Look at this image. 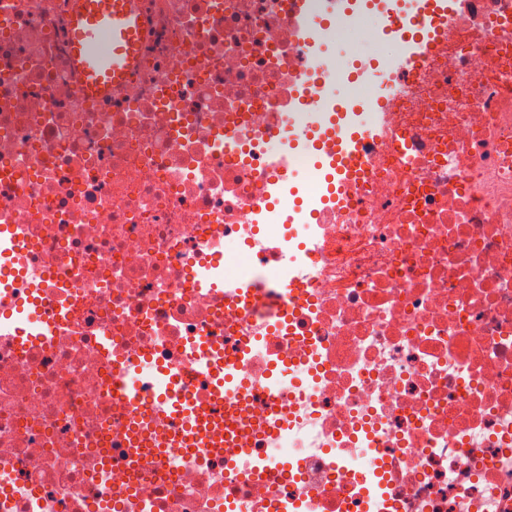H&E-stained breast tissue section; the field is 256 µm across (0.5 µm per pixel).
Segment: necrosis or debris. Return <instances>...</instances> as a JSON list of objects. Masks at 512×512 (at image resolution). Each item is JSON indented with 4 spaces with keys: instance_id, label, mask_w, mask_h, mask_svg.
Wrapping results in <instances>:
<instances>
[{
    "instance_id": "necrosis-or-debris-1",
    "label": "necrosis or debris",
    "mask_w": 512,
    "mask_h": 512,
    "mask_svg": "<svg viewBox=\"0 0 512 512\" xmlns=\"http://www.w3.org/2000/svg\"><path fill=\"white\" fill-rule=\"evenodd\" d=\"M139 5L127 88L84 98L69 0H0V320L44 329L0 334V512H512V0H452L415 65L382 0H310L325 42L392 49L346 73L365 176L309 209L268 154L326 123L344 62L298 80L287 0ZM245 256L252 306L224 296ZM245 346L241 411L213 386ZM179 394L285 420L250 446L293 447L288 471L158 449Z\"/></svg>"
}]
</instances>
